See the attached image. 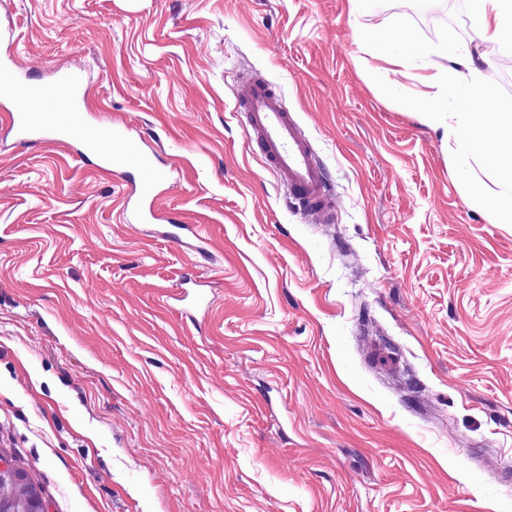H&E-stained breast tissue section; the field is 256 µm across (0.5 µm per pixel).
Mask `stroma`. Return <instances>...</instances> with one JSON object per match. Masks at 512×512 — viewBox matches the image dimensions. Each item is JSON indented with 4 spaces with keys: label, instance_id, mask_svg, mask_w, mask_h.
<instances>
[{
    "label": "stroma",
    "instance_id": "obj_1",
    "mask_svg": "<svg viewBox=\"0 0 512 512\" xmlns=\"http://www.w3.org/2000/svg\"><path fill=\"white\" fill-rule=\"evenodd\" d=\"M399 16L512 93L473 0H0V53L84 67L92 121L168 174L140 221L92 147L18 142L0 106V445L53 512H512V225L373 82L438 93L365 59ZM243 75L295 113L332 223L250 148Z\"/></svg>",
    "mask_w": 512,
    "mask_h": 512
}]
</instances>
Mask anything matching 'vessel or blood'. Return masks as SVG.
<instances>
[{
    "mask_svg": "<svg viewBox=\"0 0 512 512\" xmlns=\"http://www.w3.org/2000/svg\"><path fill=\"white\" fill-rule=\"evenodd\" d=\"M86 96L79 72H65L51 81L34 83L19 71L12 55L0 57V99L18 104L9 122L16 138L31 142L52 135L66 144L94 145L104 167L124 174L138 173L132 193L141 204L139 215L145 221L155 218L161 170L131 128L115 125L105 130L89 122L83 113ZM236 101L244 115L250 145L265 166L307 212L327 217L332 203L325 171L281 96L267 80L255 78L238 82Z\"/></svg>",
    "mask_w": 512,
    "mask_h": 512,
    "instance_id": "vessel-or-blood-1",
    "label": "vessel or blood"
}]
</instances>
